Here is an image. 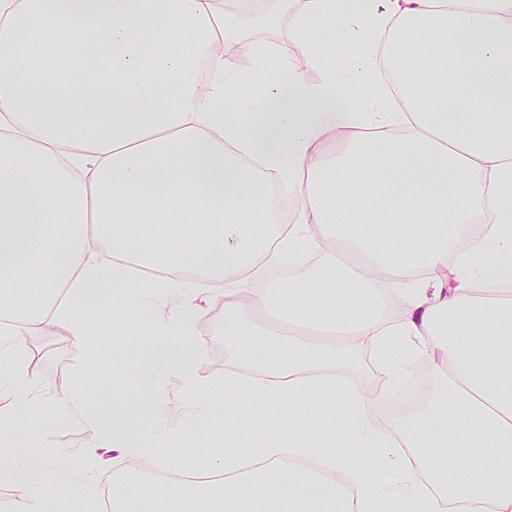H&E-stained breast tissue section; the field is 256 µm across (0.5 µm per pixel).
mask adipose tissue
Segmentation results:
<instances>
[{"label": "adipose tissue", "mask_w": 512, "mask_h": 512, "mask_svg": "<svg viewBox=\"0 0 512 512\" xmlns=\"http://www.w3.org/2000/svg\"><path fill=\"white\" fill-rule=\"evenodd\" d=\"M254 3L0 0V399L32 389L25 337L62 324L83 341L110 293L138 303L142 268L180 297L121 345L151 416L89 413L80 391L61 405L95 456L174 470L163 449L220 419L196 512H512V0ZM283 10L287 47L247 39ZM328 37L360 41L354 65ZM345 85L370 94L348 107ZM216 281L234 349L220 392L188 343ZM357 344L378 387L348 377ZM421 361L424 404L382 418ZM172 378L192 397L178 414ZM96 482L0 512H69Z\"/></svg>", "instance_id": "obj_1"}]
</instances>
